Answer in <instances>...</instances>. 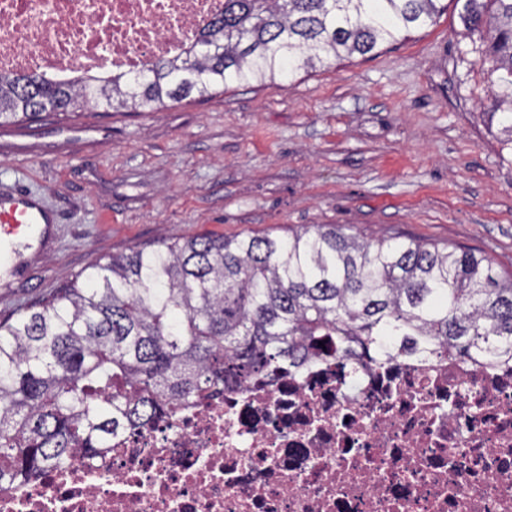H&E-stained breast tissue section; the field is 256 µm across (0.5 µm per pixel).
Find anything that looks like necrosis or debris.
I'll list each match as a JSON object with an SVG mask.
<instances>
[{
  "instance_id": "obj_1",
  "label": "necrosis or debris",
  "mask_w": 512,
  "mask_h": 512,
  "mask_svg": "<svg viewBox=\"0 0 512 512\" xmlns=\"http://www.w3.org/2000/svg\"><path fill=\"white\" fill-rule=\"evenodd\" d=\"M224 0H0V71L136 73ZM0 512H512V361L320 354L112 439Z\"/></svg>"
}]
</instances>
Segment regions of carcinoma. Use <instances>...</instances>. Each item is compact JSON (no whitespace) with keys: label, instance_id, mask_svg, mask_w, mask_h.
I'll list each match as a JSON object with an SVG mask.
<instances>
[{"label":"carcinoma","instance_id":"carcinoma-1","mask_svg":"<svg viewBox=\"0 0 512 512\" xmlns=\"http://www.w3.org/2000/svg\"><path fill=\"white\" fill-rule=\"evenodd\" d=\"M440 0H224V14L140 79L0 73V121L86 106L163 107L230 82L282 86L298 63L365 55L408 38ZM486 32L481 64L512 145V0H455ZM392 358L407 339L436 353L512 360V277L484 256L366 240L317 224L284 238L159 242L88 267L83 281L0 321V491L41 479L115 434L173 415L227 383L288 368L319 342Z\"/></svg>","mask_w":512,"mask_h":512}]
</instances>
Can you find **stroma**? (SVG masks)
<instances>
[{
	"mask_svg": "<svg viewBox=\"0 0 512 512\" xmlns=\"http://www.w3.org/2000/svg\"><path fill=\"white\" fill-rule=\"evenodd\" d=\"M366 55L285 87L231 83L158 112H47L0 140V192L24 189L55 233L0 288V320L96 259L159 239L285 237L340 224L488 257L512 274V150L490 127L478 35L450 0Z\"/></svg>",
	"mask_w": 512,
	"mask_h": 512,
	"instance_id": "obj_1",
	"label": "stroma"
}]
</instances>
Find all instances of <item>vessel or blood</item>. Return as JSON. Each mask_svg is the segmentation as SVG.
Here are the masks:
<instances>
[{
  "label": "vessel or blood",
  "mask_w": 512,
  "mask_h": 512,
  "mask_svg": "<svg viewBox=\"0 0 512 512\" xmlns=\"http://www.w3.org/2000/svg\"><path fill=\"white\" fill-rule=\"evenodd\" d=\"M53 216L32 193L18 190L0 197V287L21 273L26 251L43 244L51 233Z\"/></svg>",
  "instance_id": "vessel-or-blood-1"
}]
</instances>
